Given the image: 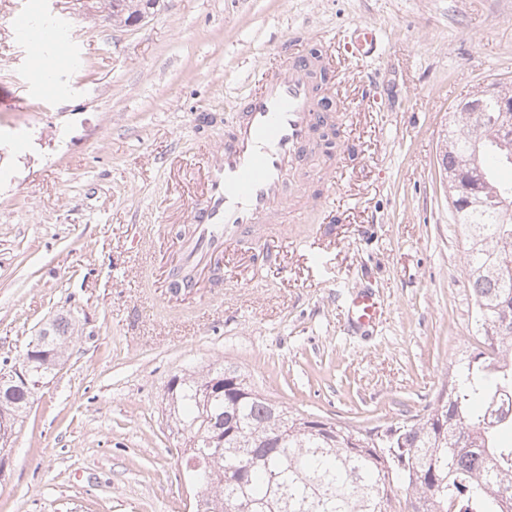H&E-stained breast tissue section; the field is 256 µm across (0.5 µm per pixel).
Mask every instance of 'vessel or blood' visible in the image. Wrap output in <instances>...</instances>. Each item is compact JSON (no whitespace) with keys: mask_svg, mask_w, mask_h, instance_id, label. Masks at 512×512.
<instances>
[{"mask_svg":"<svg viewBox=\"0 0 512 512\" xmlns=\"http://www.w3.org/2000/svg\"><path fill=\"white\" fill-rule=\"evenodd\" d=\"M14 31L32 56L45 50L62 54L65 41L54 28H31L26 16L14 17ZM376 30L354 29L349 35L353 56L368 58L376 46ZM312 36L294 33L271 70L244 95L223 140L204 154V187L186 204L190 235L180 246L183 267L199 266L226 253L245 237L260 239L262 230L293 239L290 213L315 210L320 199L312 190L311 146L316 136L345 113L333 58L314 51ZM382 306L369 289L348 302L351 326L373 328Z\"/></svg>","mask_w":512,"mask_h":512,"instance_id":"b4317fda","label":"vessel or blood"}]
</instances>
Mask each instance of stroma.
Listing matches in <instances>:
<instances>
[{
  "mask_svg": "<svg viewBox=\"0 0 512 512\" xmlns=\"http://www.w3.org/2000/svg\"><path fill=\"white\" fill-rule=\"evenodd\" d=\"M39 11L70 50L52 91L11 21ZM377 28V58L343 49ZM304 28L338 57L361 151L327 193L329 236L253 270L232 248L171 297L169 231L203 153ZM512 82V0H161L128 27L76 0H0V363L57 314L75 331L0 467V512H190L163 398L171 377L237 367L272 400L360 430L425 413L476 345L466 241L442 129L465 93ZM383 305L353 331L347 301Z\"/></svg>",
  "mask_w": 512,
  "mask_h": 512,
  "instance_id": "35a3bbf8",
  "label": "stroma"
}]
</instances>
